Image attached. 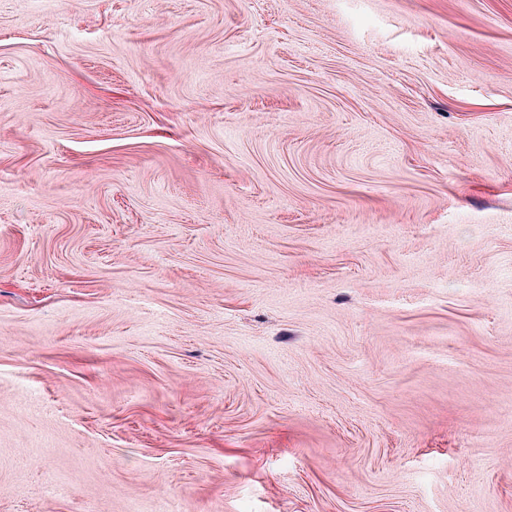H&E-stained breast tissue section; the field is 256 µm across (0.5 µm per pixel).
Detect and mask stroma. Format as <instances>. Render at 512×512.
Segmentation results:
<instances>
[{
	"label": "stroma",
	"mask_w": 512,
	"mask_h": 512,
	"mask_svg": "<svg viewBox=\"0 0 512 512\" xmlns=\"http://www.w3.org/2000/svg\"><path fill=\"white\" fill-rule=\"evenodd\" d=\"M0 512H512V0H0Z\"/></svg>",
	"instance_id": "stroma-1"
}]
</instances>
